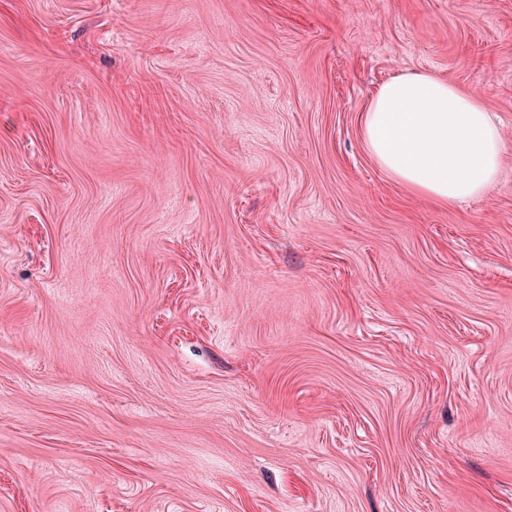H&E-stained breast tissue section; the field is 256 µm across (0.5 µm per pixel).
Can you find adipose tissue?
I'll return each instance as SVG.
<instances>
[{
    "label": "adipose tissue",
    "mask_w": 512,
    "mask_h": 512,
    "mask_svg": "<svg viewBox=\"0 0 512 512\" xmlns=\"http://www.w3.org/2000/svg\"><path fill=\"white\" fill-rule=\"evenodd\" d=\"M361 130L377 165L414 193L452 206L487 195L503 141L475 94L428 73L381 84L362 111Z\"/></svg>",
    "instance_id": "adipose-tissue-1"
}]
</instances>
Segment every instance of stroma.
<instances>
[{"instance_id": "35a3bbf8", "label": "stroma", "mask_w": 512, "mask_h": 512, "mask_svg": "<svg viewBox=\"0 0 512 512\" xmlns=\"http://www.w3.org/2000/svg\"><path fill=\"white\" fill-rule=\"evenodd\" d=\"M412 71L488 195L369 156ZM0 512H512V0H0ZM361 130L384 172L443 205L484 197L497 184L499 126L478 96L429 73L381 84L362 111Z\"/></svg>"}]
</instances>
